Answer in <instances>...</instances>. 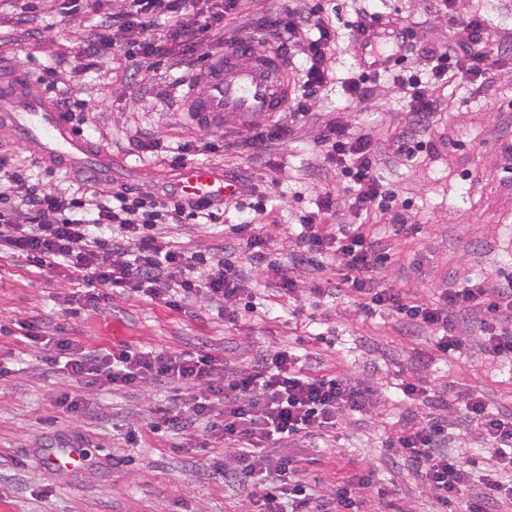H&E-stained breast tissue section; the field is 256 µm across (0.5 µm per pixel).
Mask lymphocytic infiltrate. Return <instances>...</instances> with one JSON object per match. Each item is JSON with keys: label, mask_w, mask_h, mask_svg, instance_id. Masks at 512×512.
Instances as JSON below:
<instances>
[{"label": "lymphocytic infiltrate", "mask_w": 512, "mask_h": 512, "mask_svg": "<svg viewBox=\"0 0 512 512\" xmlns=\"http://www.w3.org/2000/svg\"><path fill=\"white\" fill-rule=\"evenodd\" d=\"M102 20L96 32L75 29L74 42L89 66L104 51L130 46L139 64L135 74L147 82L157 63L173 55L174 47L194 51L224 32L244 28L242 6L247 0H97ZM278 46L294 47L299 56V90L288 120H276L266 135L252 139L283 140L289 123L310 114L309 101L335 72L338 31L329 12L315 0H294L272 24ZM464 37L433 54L428 81L402 77L398 87L407 99L414 123L429 126L439 111L437 92L451 78H482L495 64L485 16L473 11ZM327 161L354 186L352 205L363 220L347 231L333 233L328 222L337 196L322 191L316 212L301 216L297 242L309 257L323 254L334 243L333 259L340 282L361 301L364 313L397 312L409 323L438 329L435 350L448 358L466 349L512 362V275L493 287L475 280L455 290L440 289L429 303L411 300L397 288L380 287L377 272L389 257V247L373 233L382 223L392 191L378 176L375 137L341 122L325 125L318 137ZM74 191L47 189L24 170L0 171V253L18 254L30 266L68 268L88 286L87 304L109 301L113 293H128L163 303L177 311L199 305L231 303L249 285L235 261L201 257L174 245L158 232L161 224L218 221L210 200H176L169 193L148 198L129 197L122 190L100 189L98 179L86 177ZM480 315L478 339L456 335L454 323L463 315ZM28 342L50 343V364L89 385L115 389L178 384L186 389L182 407L164 415L167 427L184 432L208 418L214 435L224 442L216 472L225 482H247V500L264 512H362L374 496L370 476L337 481L324 494L316 493L305 477L301 460L276 455L283 442L327 440L345 417L374 409L381 393L372 382H358L345 373H313L305 369L294 347L259 354L247 366L229 370L210 353H168L116 344L109 349L86 347L65 336L46 338L41 328L23 323ZM404 396L437 409L420 417L389 441L400 457L448 505L462 486L478 481L469 512H505L512 507V414L489 412L481 396L468 391L459 398L470 422L478 428L495 463L476 475V459L447 450L448 416L444 399H430L428 390L404 383Z\"/></svg>", "instance_id": "f902f5d3"}]
</instances>
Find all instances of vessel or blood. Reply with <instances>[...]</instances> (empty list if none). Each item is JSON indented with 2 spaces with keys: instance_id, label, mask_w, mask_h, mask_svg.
Masks as SVG:
<instances>
[{
  "instance_id": "vessel-or-blood-1",
  "label": "vessel or blood",
  "mask_w": 512,
  "mask_h": 512,
  "mask_svg": "<svg viewBox=\"0 0 512 512\" xmlns=\"http://www.w3.org/2000/svg\"><path fill=\"white\" fill-rule=\"evenodd\" d=\"M361 40L378 57L394 46L395 35L378 26ZM289 94L288 63L281 52L256 49L248 42L229 50L187 86L188 110L201 123L218 122L227 115L244 123L272 117L285 111ZM0 125L11 127L19 141L35 144L50 166L102 179L112 174L111 152L93 149L36 77L0 88ZM237 188L223 173L196 165L180 174L170 192L204 200L231 195Z\"/></svg>"
}]
</instances>
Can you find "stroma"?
I'll return each instance as SVG.
<instances>
[{
	"instance_id": "obj_1",
	"label": "stroma",
	"mask_w": 512,
	"mask_h": 512,
	"mask_svg": "<svg viewBox=\"0 0 512 512\" xmlns=\"http://www.w3.org/2000/svg\"><path fill=\"white\" fill-rule=\"evenodd\" d=\"M336 15L340 33L336 75L311 101L312 118L288 141L272 144L256 156L241 140L263 131L265 122L242 124L228 117L212 124L196 122L181 112L185 84L205 69L187 57L179 65L161 67L152 85L138 87L111 77L110 57L89 69L71 39L70 24L60 12L39 13L29 27L19 26L0 0V74L41 76L52 67L62 74L55 97L79 96L108 101V110L91 107L72 122L113 157L112 186L133 192H161L188 165H204L235 180L238 198H227L217 224H165L161 230L185 250L243 258L253 284L265 295L279 292L263 265L245 260V244L228 234L240 223L239 204L262 203L265 223L252 229L255 245L267 259L291 268L301 295L287 310H273L229 323L220 307L184 313L144 297L113 294L98 308L71 312L61 296L85 290L63 267L36 271L21 256H0V512H242L247 484L227 483L216 473L224 444L205 425L192 435L153 431L162 410L179 405L183 390L169 386L147 389L90 386L67 371L46 364L45 350L23 338V322L59 326L65 336L94 348L123 342L168 352L203 350L223 358L227 368L247 364L263 351L300 342L304 363L313 372L336 370L359 381L385 383L376 409L338 424L328 448L302 444L289 454L307 458V476L316 491L356 470L372 472L375 489L384 493L390 512H441L407 463L391 455L389 437L417 413V402L404 399L402 383L422 378L438 391L476 389L491 412H512V364L466 351L450 360L437 358L436 332L421 327L406 331L401 318L388 310L362 316L358 300L343 290L330 296L321 288L338 281L334 265L301 261L290 232L300 216L316 211L323 188L344 189L346 180L324 158L317 137L331 120L380 133L412 128L406 99L391 76L380 74L358 100L346 91L364 72L368 54L351 32L359 0H321ZM373 12L392 31L409 29L415 49L407 61L418 78L430 77V51L458 38L473 10L491 19L497 39L498 64L487 79L472 84L449 81L441 112L422 132L427 147L420 159L396 157L390 143L377 144L379 173L395 192L393 213L413 228L395 235L391 224L376 225L392 258L379 273L382 287L399 288L428 302L438 289L462 288L470 280H494L512 271V174L505 150L512 146V0H458L453 11L438 13L436 0H371ZM194 137L197 151L176 160L174 147ZM157 139L168 153L151 157L137 139ZM0 162L38 173L41 183L68 188L75 176L44 164L29 147L0 129ZM70 393L86 404L88 414L74 416L57 404ZM452 453H470L480 467L491 465L463 407L450 412ZM140 432L137 444L124 439L128 427ZM86 449L83 466L70 470L49 458L67 447Z\"/></svg>"
}]
</instances>
